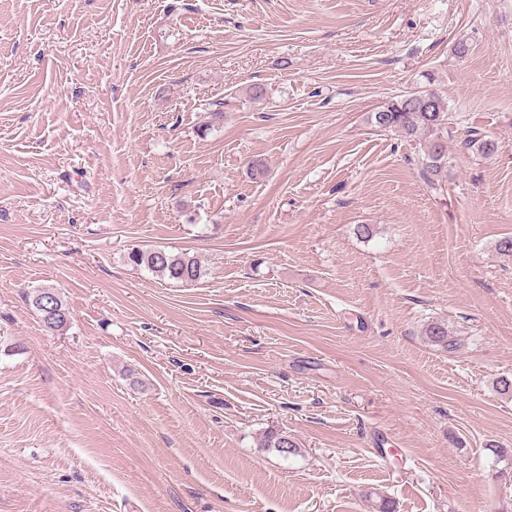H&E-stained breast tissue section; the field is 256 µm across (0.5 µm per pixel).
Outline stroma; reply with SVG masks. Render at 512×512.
<instances>
[{
    "label": "stroma",
    "mask_w": 512,
    "mask_h": 512,
    "mask_svg": "<svg viewBox=\"0 0 512 512\" xmlns=\"http://www.w3.org/2000/svg\"><path fill=\"white\" fill-rule=\"evenodd\" d=\"M506 237L512 0H0V512H512ZM448 120L447 102L430 89L402 95L370 117L381 130L423 141V154L418 161L434 190H442L448 181ZM462 148L484 155L491 156L497 150L496 142L477 127H470L461 142ZM127 261L173 283H193L203 275V268L197 257L187 252L175 253L166 248L133 247L127 253ZM53 294L54 295V308L51 314H48L43 309L40 308L38 300L42 298L44 294ZM35 294V296H31ZM27 300L29 305L38 313L40 320L45 327L46 323L49 322L52 331H59L63 327L67 326L70 321V312L68 308L64 305L60 294L58 291L53 288L41 287L35 289L29 295H27ZM424 331L428 341L435 346L448 351H454L460 347L455 340H448V327L445 323L432 321L426 325Z\"/></svg>",
    "instance_id": "35a3bbf8"
}]
</instances>
